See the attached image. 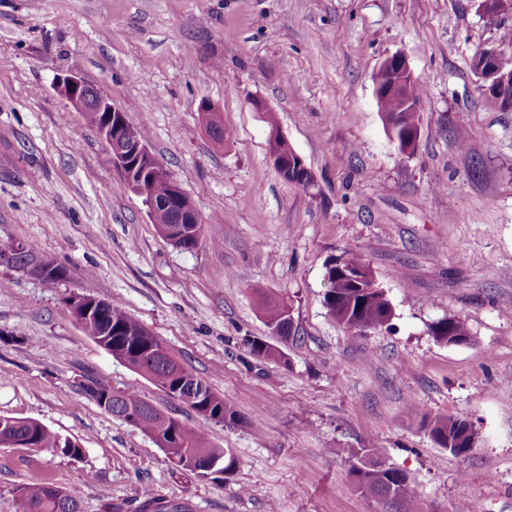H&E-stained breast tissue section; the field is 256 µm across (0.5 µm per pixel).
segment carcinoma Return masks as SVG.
Here are the masks:
<instances>
[{
	"label": "carcinoma",
	"instance_id": "1",
	"mask_svg": "<svg viewBox=\"0 0 512 512\" xmlns=\"http://www.w3.org/2000/svg\"><path fill=\"white\" fill-rule=\"evenodd\" d=\"M397 72L378 69L373 76L375 89L381 91L399 81ZM404 97L396 95L377 96L379 111L388 113L393 127L388 129L391 140L396 142L399 151L411 145L410 136L419 132V112L404 111L406 103L417 105L425 95L421 80L405 85ZM188 233L173 245L184 251H194L203 245L201 225L185 226ZM329 288L324 296L328 313L344 328L358 326L365 334L390 322L393 316L392 305L384 290L376 283L366 259L365 251L348 248L327 267ZM259 297L263 314L267 320L281 309L289 306L288 300H269L267 291L260 285L253 286ZM112 326L114 335H104L103 325ZM84 333L113 358L125 363L132 371L149 379L162 390L169 392L181 381L189 388L188 395L194 398L191 408L211 421L234 425L237 422L235 411L224 402V396L213 391L211 386L193 371L167 354H157L150 358H139L134 354L133 345L162 344L146 327L131 317L124 307L109 303L105 308V322L96 319L81 323ZM430 332L440 342L452 343L457 339H469V331L459 318H442L430 326ZM250 354L265 359L282 360L283 351L263 339L248 343ZM118 395L112 397L104 411L121 419L148 435L151 439L168 440L174 436L176 447L189 456L200 457V463L212 467L209 472L199 471L201 477H213L215 481L233 473L236 461L225 448L212 445L205 430L192 428L181 420L166 417L165 413L142 398L137 391L117 387ZM469 421L461 418L436 417L429 422V434L438 445L460 456L469 452L470 443L462 439ZM17 445L59 451L70 457H78L82 448L78 442L63 437L46 425L31 419L0 416V447ZM349 474L361 494L383 502L389 506L408 507L412 501V486L408 476L387 464L378 448L346 449ZM21 512H79V503L61 488L41 479L31 481L21 488L19 498Z\"/></svg>",
	"mask_w": 512,
	"mask_h": 512
}]
</instances>
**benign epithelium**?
Segmentation results:
<instances>
[{"mask_svg": "<svg viewBox=\"0 0 512 512\" xmlns=\"http://www.w3.org/2000/svg\"><path fill=\"white\" fill-rule=\"evenodd\" d=\"M483 64L485 72L493 78V81L481 85V90L504 102L508 111L511 112L512 81L509 80L508 74L504 73L503 54L497 48H487L483 55ZM58 90L77 111L85 113L93 110L103 114L98 132L109 144L118 139L122 141L123 148L112 152V164L121 171L128 186H133V176L141 165L144 166V170L169 182L171 190L165 199L148 196V191L144 187L136 190L147 212L151 213L158 207H164L178 213L177 223L179 224L199 222L198 212L191 199L184 193L177 179L151 153L147 143L131 133V122L119 107L75 73L62 77L58 83ZM271 162L281 176L296 167L306 168L304 160L299 155L294 159L273 155ZM26 267L32 274L44 280L54 275L52 262L36 254L28 255ZM106 305L107 301L84 294L73 296L68 303L73 317L81 322L93 315L102 316Z\"/></svg>", "mask_w": 512, "mask_h": 512, "instance_id": "benign-epithelium-1", "label": "benign epithelium"}]
</instances>
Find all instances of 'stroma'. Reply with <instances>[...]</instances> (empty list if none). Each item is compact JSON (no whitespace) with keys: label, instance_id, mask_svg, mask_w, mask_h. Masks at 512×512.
Segmentation results:
<instances>
[{"label":"stroma","instance_id":"obj_1","mask_svg":"<svg viewBox=\"0 0 512 512\" xmlns=\"http://www.w3.org/2000/svg\"><path fill=\"white\" fill-rule=\"evenodd\" d=\"M504 28L472 0H0V248L36 245L65 271L45 281L0 263V415L83 450L0 448V512H18L20 487L41 478L80 512H138L147 489L186 512H384L348 473L345 449L368 444L413 477L422 512H512V112L487 105L471 67ZM395 53L427 87L411 155L375 96ZM68 72L147 131L205 247L160 236L57 89ZM204 102L226 140L208 134ZM270 112L312 186L274 169ZM349 247L365 251L390 327L361 335L328 314L327 268ZM255 284L293 303L284 361L246 347L277 342ZM74 292L121 304L239 422L206 419L114 359L65 306ZM445 317L466 323L467 343L431 335ZM88 380L205 429L234 473L174 471L82 391ZM435 416L473 422L469 453L431 439Z\"/></svg>","mask_w":512,"mask_h":512}]
</instances>
